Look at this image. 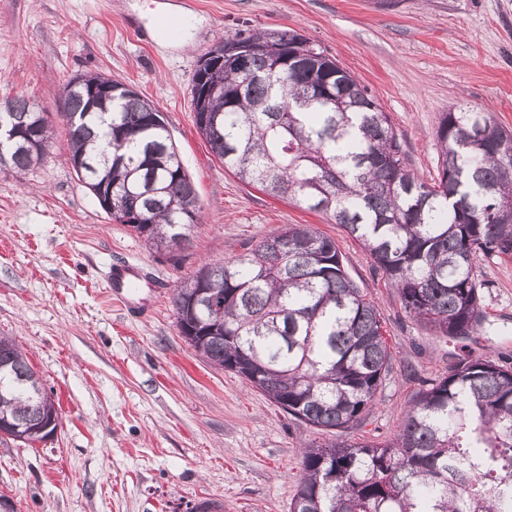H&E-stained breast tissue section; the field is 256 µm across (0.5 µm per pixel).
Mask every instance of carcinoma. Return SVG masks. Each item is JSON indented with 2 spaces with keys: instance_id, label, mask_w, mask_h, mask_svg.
Masks as SVG:
<instances>
[{
  "instance_id": "cac0c4a2",
  "label": "carcinoma",
  "mask_w": 512,
  "mask_h": 512,
  "mask_svg": "<svg viewBox=\"0 0 512 512\" xmlns=\"http://www.w3.org/2000/svg\"><path fill=\"white\" fill-rule=\"evenodd\" d=\"M246 61L198 65L199 130L224 168L273 197H288L341 225L395 288L409 317L440 336L466 338L485 321L475 275L483 255L512 257V132L491 112L460 106L436 130L434 183L409 169L387 113L321 47L288 29L242 30ZM302 65L288 57L303 49ZM64 110L67 161L99 204L138 201L131 228L158 251L183 247L201 221L196 189L162 113L140 94L93 100L109 81L78 76ZM28 131L45 121L23 97L0 100ZM34 161L20 148L16 173ZM218 296L211 303L198 295ZM181 336L291 418L335 439L302 453L290 512H512V364L459 359L419 391L386 442L342 439L360 424L392 368L375 302L351 280L335 241L289 224L246 254L203 265L176 288ZM56 410L38 373L0 337V419L29 442Z\"/></svg>"
}]
</instances>
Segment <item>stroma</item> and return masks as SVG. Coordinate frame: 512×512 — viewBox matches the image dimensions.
I'll list each match as a JSON object with an SVG mask.
<instances>
[{"label":"stroma","instance_id":"35a3bbf8","mask_svg":"<svg viewBox=\"0 0 512 512\" xmlns=\"http://www.w3.org/2000/svg\"><path fill=\"white\" fill-rule=\"evenodd\" d=\"M287 28L320 45L386 112L410 168L441 169L442 112L465 105L512 130V0H0V96L47 111L51 143L23 176L0 167V336L26 353L60 425L31 445L0 434V494L17 512H289L302 452L325 434L291 419L235 373L213 367L176 325L174 293L204 264L248 252L288 224L333 238L377 303L393 369L346 438H393L412 396L458 358L512 359V258L478 257L481 334L438 336L346 231L225 170L194 121L193 76L220 37ZM96 72L162 112L203 221L159 252L112 220L67 163L66 81ZM131 273L111 300V268Z\"/></svg>","mask_w":512,"mask_h":512}]
</instances>
